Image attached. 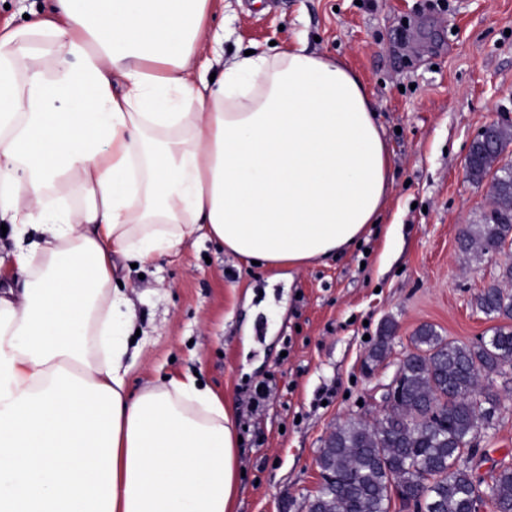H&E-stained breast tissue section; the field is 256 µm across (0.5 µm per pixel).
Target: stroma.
I'll return each instance as SVG.
<instances>
[{"label":"stroma","instance_id":"35a3bbf8","mask_svg":"<svg viewBox=\"0 0 512 512\" xmlns=\"http://www.w3.org/2000/svg\"><path fill=\"white\" fill-rule=\"evenodd\" d=\"M209 29L224 32L228 57L300 40L343 57L391 151L386 223L325 263L278 275L196 236L120 271L140 331L130 389L197 375L237 408L236 512H306L325 439L390 381L418 327L471 345L500 324L476 297L512 259H465L457 235L489 208L488 183L466 174L470 142L512 114V0H212ZM388 320L387 357L365 371ZM481 446L475 474L512 463V400Z\"/></svg>","mask_w":512,"mask_h":512}]
</instances>
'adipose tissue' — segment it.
<instances>
[{"label": "adipose tissue", "mask_w": 512, "mask_h": 512, "mask_svg": "<svg viewBox=\"0 0 512 512\" xmlns=\"http://www.w3.org/2000/svg\"><path fill=\"white\" fill-rule=\"evenodd\" d=\"M209 2L54 0L0 32V220L27 276L0 296V512H233L234 408L190 375L130 394L114 258L200 233L299 271L384 218L390 151L359 75L304 46L213 74Z\"/></svg>", "instance_id": "ef3b65f1"}]
</instances>
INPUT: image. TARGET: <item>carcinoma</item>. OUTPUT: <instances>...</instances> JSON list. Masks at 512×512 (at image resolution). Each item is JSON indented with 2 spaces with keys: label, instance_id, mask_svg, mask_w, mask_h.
Returning <instances> with one entry per match:
<instances>
[{
  "label": "carcinoma",
  "instance_id": "obj_1",
  "mask_svg": "<svg viewBox=\"0 0 512 512\" xmlns=\"http://www.w3.org/2000/svg\"><path fill=\"white\" fill-rule=\"evenodd\" d=\"M511 144L512 124H503L470 148L466 173L476 183L492 178V192L483 222L460 231L465 255L485 256L512 242V165L501 163ZM476 305L487 316L512 320V293L497 285L483 289ZM392 332L388 321L371 361L386 356ZM411 344L393 414L379 424L351 419L324 441L318 460L331 481L309 499L308 512H389L394 494L402 502L424 498L428 512H471L473 500L485 495L494 512H512V466H501L486 483L473 474L468 453L480 422H493L501 401L512 398L511 387L502 395L479 387L480 377L512 369V327L460 345L425 325Z\"/></svg>",
  "mask_w": 512,
  "mask_h": 512
}]
</instances>
